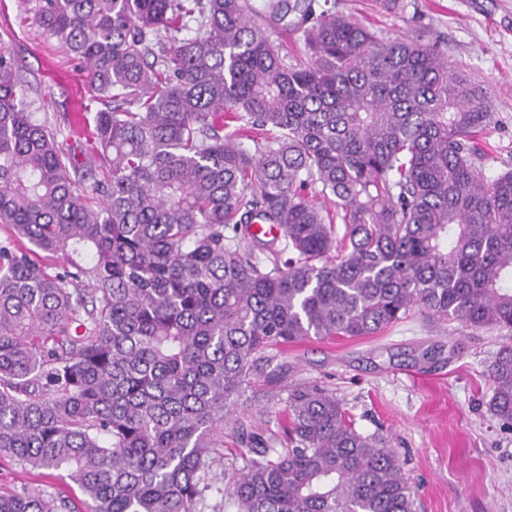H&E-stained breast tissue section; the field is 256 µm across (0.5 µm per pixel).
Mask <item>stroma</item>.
<instances>
[{"label":"stroma","instance_id":"35a3bbf8","mask_svg":"<svg viewBox=\"0 0 512 512\" xmlns=\"http://www.w3.org/2000/svg\"><path fill=\"white\" fill-rule=\"evenodd\" d=\"M340 12L395 37L424 32L454 66L484 81L494 122L480 137L483 171L512 170V0H337ZM21 62L28 99L57 126L69 118V90L44 71L45 55L69 70L78 64L47 38L19 0H0V47ZM512 335L438 324L419 311L367 338H311L284 346L279 384L309 382L332 390L356 430L389 440L416 492L417 512H512V427L491 417L487 366ZM55 488L76 512H91L78 485L43 470L0 462V487Z\"/></svg>","mask_w":512,"mask_h":512}]
</instances>
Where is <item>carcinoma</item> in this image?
Listing matches in <instances>:
<instances>
[{"label":"carcinoma","instance_id":"carcinoma-1","mask_svg":"<svg viewBox=\"0 0 512 512\" xmlns=\"http://www.w3.org/2000/svg\"><path fill=\"white\" fill-rule=\"evenodd\" d=\"M314 2L268 0L264 26L249 0H23L106 104L86 152L0 47V458L66 473L92 512H223L224 422L277 396L282 345L415 307L512 331V171L478 165L489 89L421 34ZM487 376L512 425V345ZM282 413L283 442L234 421L237 512H416L397 453L333 392L295 383ZM0 512L73 508L23 487Z\"/></svg>","mask_w":512,"mask_h":512}]
</instances>
